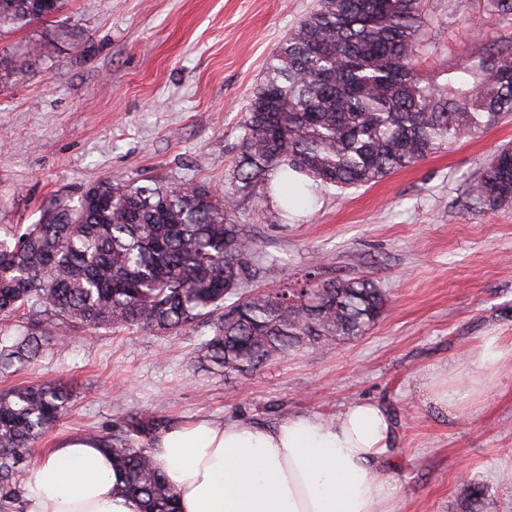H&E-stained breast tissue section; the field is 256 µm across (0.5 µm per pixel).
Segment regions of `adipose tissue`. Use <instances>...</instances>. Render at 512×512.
Returning <instances> with one entry per match:
<instances>
[{"label": "adipose tissue", "mask_w": 512, "mask_h": 512, "mask_svg": "<svg viewBox=\"0 0 512 512\" xmlns=\"http://www.w3.org/2000/svg\"><path fill=\"white\" fill-rule=\"evenodd\" d=\"M470 385L512 359V344L482 337ZM395 436L391 414L372 401L336 416L291 414L275 425L198 417L166 430L151 459L176 491L180 512H395L380 469ZM100 438L58 439L37 467L24 512H140Z\"/></svg>", "instance_id": "1"}]
</instances>
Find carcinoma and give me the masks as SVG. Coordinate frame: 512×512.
<instances>
[{
  "label": "carcinoma",
  "instance_id": "cac0c4a2",
  "mask_svg": "<svg viewBox=\"0 0 512 512\" xmlns=\"http://www.w3.org/2000/svg\"><path fill=\"white\" fill-rule=\"evenodd\" d=\"M65 0H0V32L60 14ZM426 25L424 0H318L272 56L241 122L240 155L219 197L201 186L159 182L89 186L77 201L52 198L35 224L0 226V318L23 314L26 333L0 346V373L19 371L49 349L61 323L78 329H148L170 335L205 319L209 367L253 372L301 345L363 335L386 296L364 276L298 288L253 291L251 241L235 220V198L280 174L282 211L322 188L362 187L436 150L496 125L512 112V48L459 68L438 84L416 61ZM69 31L49 30L28 52L52 57ZM310 184L288 189V172ZM469 204H512V148L486 163ZM234 299L227 305L225 301ZM71 407L56 381L0 391V509L21 502L33 448ZM168 421L136 413L102 438L141 512H178L177 496L151 462ZM483 485H463L457 512H486Z\"/></svg>",
  "mask_w": 512,
  "mask_h": 512
}]
</instances>
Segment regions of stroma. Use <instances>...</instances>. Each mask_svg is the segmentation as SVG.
<instances>
[{"label": "stroma", "mask_w": 512, "mask_h": 512, "mask_svg": "<svg viewBox=\"0 0 512 512\" xmlns=\"http://www.w3.org/2000/svg\"><path fill=\"white\" fill-rule=\"evenodd\" d=\"M315 0H68L60 25L78 49L28 56L41 25L0 35L19 69L0 83V225L35 223L54 196L78 197L103 178L203 186L223 194L239 153L241 118L268 63ZM490 0H425L419 70L438 82L489 48L512 46V15ZM512 146V115L378 183L323 189L294 211L265 184L238 196L235 215L262 267L253 288L370 276L382 316L343 342L297 347L237 377L199 362L212 330L173 335L101 328L68 332L65 349L0 376V391L56 380L71 409L34 448L108 434L148 412L170 425L209 416L271 425L349 403L384 406L398 449L385 473L400 512H455L463 478L484 485L487 512H512V362L487 388L440 414L428 404L462 372L483 336L512 340V205L471 209L467 188L490 156Z\"/></svg>", "instance_id": "35a3bbf8"}]
</instances>
